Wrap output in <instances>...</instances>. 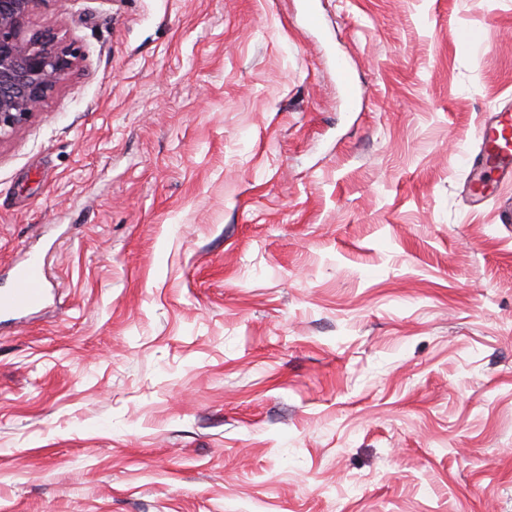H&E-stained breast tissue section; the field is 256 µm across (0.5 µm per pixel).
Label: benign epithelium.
Listing matches in <instances>:
<instances>
[{
    "label": "benign epithelium",
    "mask_w": 512,
    "mask_h": 512,
    "mask_svg": "<svg viewBox=\"0 0 512 512\" xmlns=\"http://www.w3.org/2000/svg\"><path fill=\"white\" fill-rule=\"evenodd\" d=\"M45 0H0V142L39 112L77 66L80 51L29 19Z\"/></svg>",
    "instance_id": "obj_1"
}]
</instances>
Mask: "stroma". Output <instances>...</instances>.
Segmentation results:
<instances>
[{
    "label": "stroma",
    "instance_id": "35a3bbf8",
    "mask_svg": "<svg viewBox=\"0 0 512 512\" xmlns=\"http://www.w3.org/2000/svg\"><path fill=\"white\" fill-rule=\"evenodd\" d=\"M44 0L0 142V512H512V0ZM358 95L345 104L337 57ZM44 0H0V142L21 130L77 66L80 51L50 29L31 32ZM480 165L503 174L512 172V109L505 106L483 122L478 131ZM21 288L16 290L14 296L2 298L0 296V309L2 308H29L40 303L45 297V288L41 280V270L37 262H31L18 274Z\"/></svg>",
    "mask_w": 512,
    "mask_h": 512
}]
</instances>
